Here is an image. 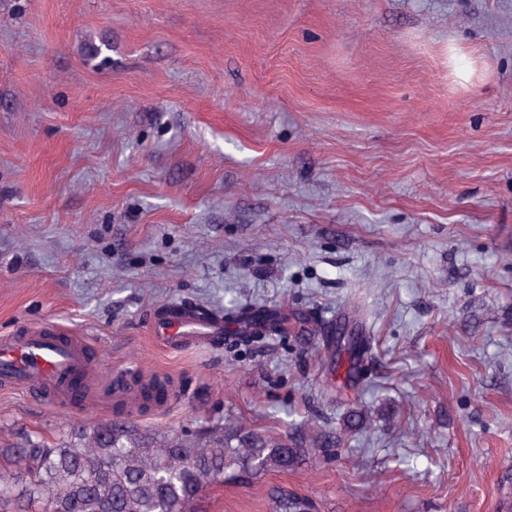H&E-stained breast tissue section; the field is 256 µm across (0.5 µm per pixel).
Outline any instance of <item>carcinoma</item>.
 I'll return each instance as SVG.
<instances>
[{
  "mask_svg": "<svg viewBox=\"0 0 512 512\" xmlns=\"http://www.w3.org/2000/svg\"><path fill=\"white\" fill-rule=\"evenodd\" d=\"M294 325L267 308L244 310L229 319L228 335L242 341L288 332L306 343L318 336L339 346L328 375L359 380L364 361L371 356L370 337L341 342L336 324L320 321L311 312L297 313ZM166 380L143 387L148 399H163ZM371 412H349L346 428L365 430ZM74 439L48 442L28 434L0 450V512H197L202 488L222 483L225 477L256 478L270 471H289L318 448H335L339 435L333 430L295 431L285 438H271L234 426L211 435L201 448L166 441L140 440L120 421L92 427L74 425ZM237 441L230 447L228 442ZM270 512H316L315 502L282 484L266 491Z\"/></svg>",
  "mask_w": 512,
  "mask_h": 512,
  "instance_id": "carcinoma-1",
  "label": "carcinoma"
}]
</instances>
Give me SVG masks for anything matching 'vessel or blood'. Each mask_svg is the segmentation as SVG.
Returning <instances> with one entry per match:
<instances>
[{
	"label": "vessel or blood",
	"instance_id": "b4317fda",
	"mask_svg": "<svg viewBox=\"0 0 512 512\" xmlns=\"http://www.w3.org/2000/svg\"><path fill=\"white\" fill-rule=\"evenodd\" d=\"M224 330L221 316L182 304L165 307L151 323L153 339L171 349L211 344ZM86 344L84 336L47 325L2 338L0 385L12 389L38 386L54 403H63L74 392L73 379L91 374Z\"/></svg>",
	"mask_w": 512,
	"mask_h": 512
}]
</instances>
